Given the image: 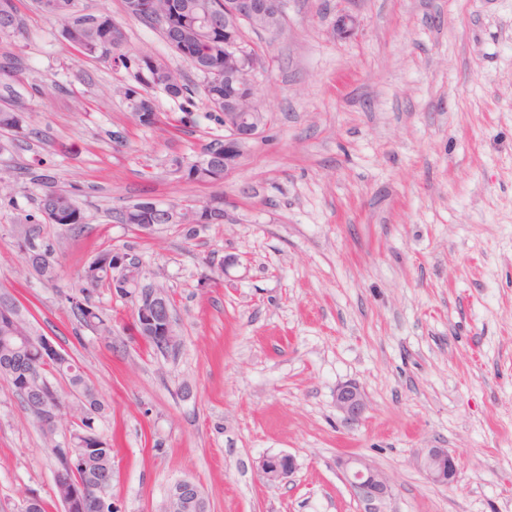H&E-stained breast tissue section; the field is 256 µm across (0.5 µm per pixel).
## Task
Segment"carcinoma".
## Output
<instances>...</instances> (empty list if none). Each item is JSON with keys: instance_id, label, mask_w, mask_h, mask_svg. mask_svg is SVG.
<instances>
[{"instance_id": "cac0c4a2", "label": "carcinoma", "mask_w": 512, "mask_h": 512, "mask_svg": "<svg viewBox=\"0 0 512 512\" xmlns=\"http://www.w3.org/2000/svg\"><path fill=\"white\" fill-rule=\"evenodd\" d=\"M38 8L59 24V36L69 47L104 62L119 63L132 74L134 84L141 86L138 95L126 90L132 111L142 112L143 126L158 122L154 93L161 92L173 101L191 103L192 90L183 82L173 83L169 67L149 54L128 56L123 53L127 41L125 28L106 13L87 12L78 8L76 0H37ZM127 15L142 20L162 31L163 37L198 73L212 76L205 85V96L218 118H224V97L234 88L224 85V26L205 29L200 20L218 11L219 0H123ZM27 18L16 5V0H0V36L20 37L26 33ZM21 69L20 60L11 55L0 57V132L18 134L22 130L24 112L29 109L27 96L17 90L11 80ZM224 147V139L208 143L202 157L184 163L178 157L171 160L174 171L190 182L216 184L224 179V161L214 162L209 157L215 148ZM29 182L38 190V209L49 224H66L75 229L82 223L81 209L73 196L54 185L52 176L32 169ZM159 219L150 202L126 206L120 213L123 224H151ZM224 223V201L213 199L203 204L194 222L183 225L186 237L197 233L198 224ZM112 252L99 254L85 269L86 286L67 301L73 316L83 325L103 333L111 329L102 318L98 307L91 302V290L102 284L112 285V263L105 258ZM12 322H0V359L12 355L16 365L0 364V379L6 381L20 399L23 409L39 427L50 422L51 413H64L69 408V397L77 395L81 407L71 414L72 446L84 448L82 466L78 468L80 484L85 494L74 512H99L98 496L104 487H112V447L97 431L96 419L104 410V403L84 371L69 356L49 357L38 339L22 341L10 335L5 327ZM64 381L67 388L59 386Z\"/></svg>"}]
</instances>
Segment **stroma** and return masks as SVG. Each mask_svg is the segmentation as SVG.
I'll return each instance as SVG.
<instances>
[{
    "instance_id": "35a3bbf8",
    "label": "stroma",
    "mask_w": 512,
    "mask_h": 512,
    "mask_svg": "<svg viewBox=\"0 0 512 512\" xmlns=\"http://www.w3.org/2000/svg\"><path fill=\"white\" fill-rule=\"evenodd\" d=\"M28 34L0 38L21 57L16 87L33 97L23 134L0 151V301L85 371L106 404L117 512H160L175 481L210 512H512V0H284L273 32L246 31L270 118L216 185L173 174L224 126L204 79L122 0H79L186 78L190 114L158 95L141 125L123 95L128 72L66 46L35 0H17ZM360 27L333 34L340 12ZM122 132L116 144L113 132ZM54 178L83 214L46 223L28 169ZM224 200V221L192 238L119 221L141 201ZM38 228L58 262L38 276L22 246ZM119 251L139 286L165 289L177 343L146 349L130 299L92 301L110 338L84 327L67 298L88 263ZM356 384L361 423L337 410ZM445 448L455 482L430 481L419 454ZM292 455L288 478L258 462ZM356 455L392 488L372 504L344 480ZM55 459L0 380V512L31 497L63 512ZM294 459L286 454H267L259 461L262 477L268 482L282 481L293 472Z\"/></svg>"
}]
</instances>
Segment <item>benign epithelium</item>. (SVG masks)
<instances>
[{
	"label": "benign epithelium",
	"mask_w": 512,
	"mask_h": 512,
	"mask_svg": "<svg viewBox=\"0 0 512 512\" xmlns=\"http://www.w3.org/2000/svg\"><path fill=\"white\" fill-rule=\"evenodd\" d=\"M263 15L281 19V0H224V13L208 18L204 25L216 27L224 25V60L229 65L224 67V81L239 88L237 111L224 113V171H229L238 163L236 153L238 144L257 135L268 124L264 112H254L250 100L257 95L256 73L263 67V60L252 54L247 47L244 29L250 26L255 17ZM358 21L348 13L338 15L335 24L336 35L340 38L350 37L356 33ZM135 319L137 334L140 339L147 336L163 337L162 346L176 344L171 306L167 293L152 288L146 293H134ZM336 408L346 419L357 422L366 410V398L356 384H344L336 389ZM421 465L432 481L448 486L455 482L458 473V459L446 448H428L421 454ZM295 468L294 459L286 454H267L259 461L262 477L268 482L281 481L288 477ZM341 468L350 486L371 503L380 502L391 494L387 480L362 459L349 456L341 460ZM197 485L189 479L176 481L168 490L166 501L169 508L161 512H200Z\"/></svg>",
	"instance_id": "benign-epithelium-1"
}]
</instances>
